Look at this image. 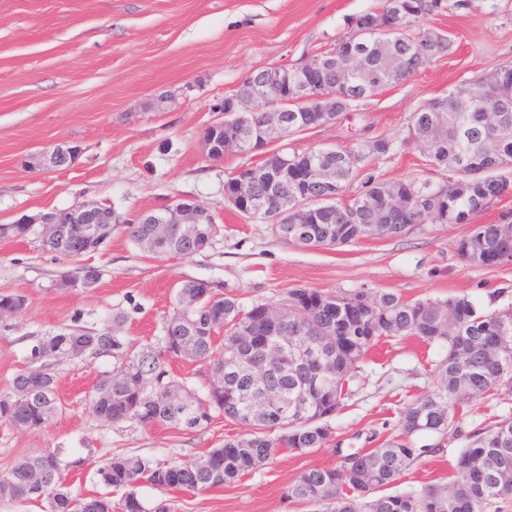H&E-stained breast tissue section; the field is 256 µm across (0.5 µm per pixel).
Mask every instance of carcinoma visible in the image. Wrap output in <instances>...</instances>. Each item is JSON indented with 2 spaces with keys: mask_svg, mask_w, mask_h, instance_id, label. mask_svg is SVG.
<instances>
[{
  "mask_svg": "<svg viewBox=\"0 0 512 512\" xmlns=\"http://www.w3.org/2000/svg\"><path fill=\"white\" fill-rule=\"evenodd\" d=\"M407 9L396 24L417 31L419 23L439 10L467 9L466 0H406ZM367 12L354 19V31L336 40L328 49L334 54L321 75L314 79L324 93H336L335 121L345 112H356L371 96L372 88L400 82L405 76L383 67L389 54H400L416 71L450 47L448 36L421 44L409 37L379 40L368 22ZM487 91L512 101V68L500 67L479 76ZM301 79L288 77L287 111L278 118L296 119L307 126L314 122L306 111ZM467 84L457 85L447 96L426 103L411 115V126L426 131L439 127L419 152L426 165L448 172L437 183L425 179L379 181L363 175L374 161L397 150L389 138L358 141L350 146L307 149L288 153V176L276 188L253 180L240 186L233 177L224 184V194L237 196L243 216L270 224L293 209L299 195L314 198L324 194L315 178L318 170L336 177V202L331 209L300 210L286 216L288 228L306 233L304 239L281 238L287 244L307 246L345 241L352 243L362 230L387 225V237H398L415 224L437 219L448 211V220L470 224L467 237L479 246L512 257V239L501 237L499 224L474 225V219L512 187V109L507 112H461ZM364 191L347 193L358 177ZM466 183L472 194L458 193ZM398 187L411 203L402 213L383 208L387 186ZM193 238L171 234L156 248L154 224L129 223L131 240L154 256H189L206 249L219 231L218 224L198 225ZM202 289L189 280L176 289L173 307L163 323L164 336L154 346H134L121 335L125 316L112 317V331L86 334L76 330L50 334L32 348L31 360L11 381L10 392L0 396V421L14 427L42 428L59 408L55 397L52 362L69 357L74 345L82 353L110 354L121 360L116 372L105 375L90 395L94 414L103 422L133 420L143 427L192 430L198 409L209 407L234 423L249 422V433L227 438L202 459L161 466L140 455L113 457L95 472L99 482L123 494L121 512H173L160 501L148 507L137 488L147 482L157 488L203 492L230 485L254 469L268 464L286 450L324 448L331 442L329 419L343 407L346 384L358 363L381 336H412L426 344L442 342L447 354L435 365L434 391L411 404L402 413L398 436L369 448L339 455L334 468L302 472L288 486L287 497L314 507L315 512H485L496 499L512 498V423L477 431L461 449L454 463L449 489L428 484L416 491L397 490L401 475L422 454L434 448L416 446L413 437L423 431L446 434L455 429L454 404L476 400L489 391L512 388V306L487 313L464 297L445 300H407L395 293L377 294V308L357 302L358 290L345 294L347 303H326L340 296L311 288L287 292L278 306L282 319L265 321L257 316L263 305L240 308L235 298L214 293L199 300ZM310 341L309 332L321 333L323 347L313 364L292 372L288 362L268 359L263 349L272 348L283 332ZM173 359L201 361L212 372L224 371V387L209 388L199 396L184 383L168 377L166 365ZM45 473L42 493L31 492L39 472ZM0 483V503L37 501L47 512H105L112 500L99 496L77 497L64 487L58 453L46 450L25 456L6 470Z\"/></svg>",
  "mask_w": 512,
  "mask_h": 512,
  "instance_id": "cac0c4a2",
  "label": "carcinoma"
}]
</instances>
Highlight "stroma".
I'll return each instance as SVG.
<instances>
[{
    "label": "stroma",
    "instance_id": "35a3bbf8",
    "mask_svg": "<svg viewBox=\"0 0 512 512\" xmlns=\"http://www.w3.org/2000/svg\"><path fill=\"white\" fill-rule=\"evenodd\" d=\"M381 0H0V224L64 209L79 201L111 207L121 223L97 251L68 259L47 251L39 232L0 239V295L26 299L23 311L0 319V394L27 364L42 336L69 329L103 333L112 316L127 317L124 334L155 342L186 280H205L243 307L277 305L294 288L336 294L366 289L409 300L464 297L494 311L512 305V265L464 262L456 243L464 224L426 222L393 238L368 237L333 249L301 248L271 227L237 213L224 184L257 153L213 161L201 138L217 103L249 74L298 66L347 35L354 17ZM421 29L448 34L444 56L369 98L363 110L290 138L296 150L347 146L387 137L398 149L380 158L382 180L427 177L409 140L410 117L428 100L500 66H512V0H473L468 10L429 16ZM168 97L164 110L153 103ZM64 139L78 146L70 165L29 168L34 154ZM179 199L210 208L219 225L211 245L186 257L141 252L124 226L142 211ZM95 269V288H68L64 277ZM442 343L406 337L378 340L349 381L342 409L331 419L330 446L282 452L230 486L193 493L140 485L149 505L162 500L178 512H309L287 489L303 471L336 466L338 453L373 448L399 433L405 407L433 391ZM111 355L53 363L60 410L43 428L0 422V470L19 458L55 450L72 495L103 492L95 471L106 459L137 454L162 465L198 459L246 426L214 414L199 429L145 428L132 420L100 421L88 405L96 382L111 374ZM456 429L436 453L404 472V490L449 484L461 448L476 431L512 422V394L501 391L458 407Z\"/></svg>",
    "mask_w": 512,
    "mask_h": 512
}]
</instances>
